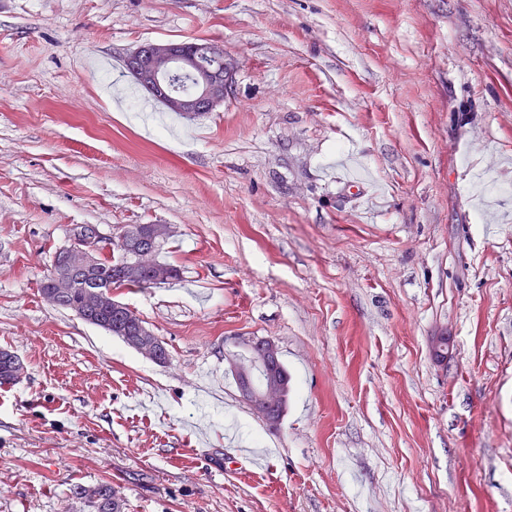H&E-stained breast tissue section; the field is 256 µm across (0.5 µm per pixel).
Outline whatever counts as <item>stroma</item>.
Returning a JSON list of instances; mask_svg holds the SVG:
<instances>
[{
	"label": "stroma",
	"mask_w": 512,
	"mask_h": 512,
	"mask_svg": "<svg viewBox=\"0 0 512 512\" xmlns=\"http://www.w3.org/2000/svg\"><path fill=\"white\" fill-rule=\"evenodd\" d=\"M171 40L223 46L212 112L126 72ZM487 175L512 186V0H0V349L26 367L0 512H87L71 489L101 482L125 512H512V193ZM129 224L172 228L179 280L114 293L165 364L40 294L74 228ZM248 336L290 374L275 428L226 369Z\"/></svg>",
	"instance_id": "1"
}]
</instances>
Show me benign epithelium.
Instances as JSON below:
<instances>
[{
  "instance_id": "7a95c632",
  "label": "benign epithelium",
  "mask_w": 512,
  "mask_h": 512,
  "mask_svg": "<svg viewBox=\"0 0 512 512\" xmlns=\"http://www.w3.org/2000/svg\"><path fill=\"white\" fill-rule=\"evenodd\" d=\"M206 57L216 58L220 64L206 67L202 64ZM128 69L138 84L154 97L189 115L212 111L224 102L233 83V69L224 58V49L207 41L146 43L128 55ZM175 72L194 77L196 91L193 94L175 93L171 81ZM169 233L166 224H139L106 239L97 227H87L74 236L71 244L55 259L51 275L42 283L44 299L54 304L65 289L74 286L77 276H92L104 253L103 242L108 239L120 251H137V260L129 270L131 276L140 278L146 274L153 285L169 281L171 273L159 268L154 249V244ZM109 303L117 304L112 292L90 289L77 308V315L86 322H93L97 313ZM129 344L149 359L160 361L164 343L159 337L141 333ZM279 360L275 340L258 336L245 339L242 351L227 358L240 396L257 411L272 414L270 421L274 426L279 424L274 413L287 400V388L277 375Z\"/></svg>"
}]
</instances>
